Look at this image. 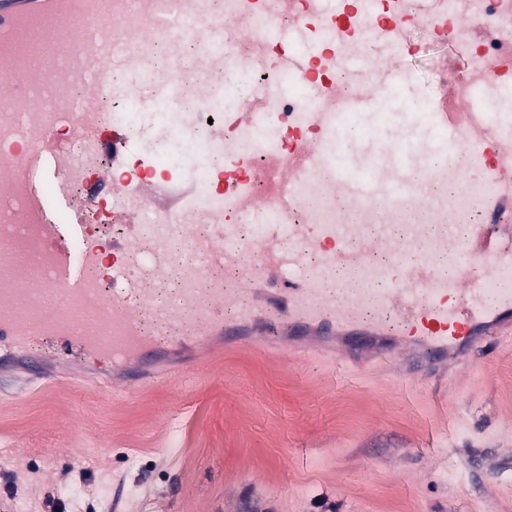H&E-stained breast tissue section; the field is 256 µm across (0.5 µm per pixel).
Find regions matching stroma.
Listing matches in <instances>:
<instances>
[{
	"mask_svg": "<svg viewBox=\"0 0 512 512\" xmlns=\"http://www.w3.org/2000/svg\"><path fill=\"white\" fill-rule=\"evenodd\" d=\"M407 109L469 58L406 28ZM247 339L183 341L126 390L73 356L0 373V512H512V337L446 378ZM78 498L68 501L69 491Z\"/></svg>",
	"mask_w": 512,
	"mask_h": 512,
	"instance_id": "stroma-1",
	"label": "stroma"
}]
</instances>
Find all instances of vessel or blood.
Returning a JSON list of instances; mask_svg holds the SVG:
<instances>
[{"label":"vessel or blood","mask_w":512,"mask_h":512,"mask_svg":"<svg viewBox=\"0 0 512 512\" xmlns=\"http://www.w3.org/2000/svg\"><path fill=\"white\" fill-rule=\"evenodd\" d=\"M172 6L182 14L180 23L153 28L152 37L165 40L174 53L183 40L195 38L200 95L222 106L224 86L206 72L224 67V24L207 0H173ZM321 11L336 29L355 8L336 0ZM161 13L160 0H0V140L12 146L7 173L0 176V239L9 244L0 251V265L14 266L27 256L45 261L36 278L0 279L1 346L37 341L62 355L86 351L111 363L147 354L154 343L143 333L139 313L155 301L127 264L147 236L157 256L154 271L163 277L178 272L183 283L178 304L159 312L196 336L229 330L236 321L265 336L274 318L283 317L294 330L335 326L351 353L375 337L382 343L380 355L390 358L394 342L407 338L419 348L412 356L419 370L426 360L474 353L493 337L512 333V213L475 224H409L401 231L385 217L389 202L436 204L421 180L435 160L440 180L460 190L487 181L502 204L512 203V113L452 112L442 104L401 115V132L424 130L428 147L421 152H412L401 137L361 144L342 114L320 109L317 69L325 48L306 39L302 24L271 25L282 46V69L311 85L306 123L323 128L334 146L325 154L298 134L285 146L259 139L274 192L239 194L250 167L245 157L230 162L219 183L244 212L270 211L277 223L259 225L250 244L238 239L233 224L213 225L208 237L198 238L192 232L196 203H181L140 175L113 178L112 167L123 165L133 141L101 115V102L115 92L114 69L125 73L131 90L147 74L139 53L114 48L113 28ZM399 26L392 15L365 29L369 49L347 65L358 88L351 103L357 113L389 110L406 80V42L380 35ZM181 80V72H172L151 96L135 98L136 110L148 114L173 106ZM287 93L284 84L259 88L238 113L239 125L250 133L266 129V98ZM61 125L71 130V139L96 130L86 140L88 160L103 155L112 161L111 168L97 169L95 186L79 194L73 187L82 171L71 159L70 139L57 134ZM467 154L477 157V167H459ZM311 171L359 209L362 220L288 223L297 204L292 186ZM101 185L109 188L104 200L110 219L124 226L106 246L86 226L88 213L104 201L97 192ZM60 210L69 215L62 228L56 224ZM149 212L162 219L151 230L143 222ZM173 236L183 239V251H169ZM246 249L255 253V264L232 279L215 277V269L235 263ZM304 256L317 260L305 274L299 270ZM106 279L112 282L108 293L101 289ZM242 297L249 298V307L228 321L230 306Z\"/></svg>","instance_id":"obj_1"}]
</instances>
